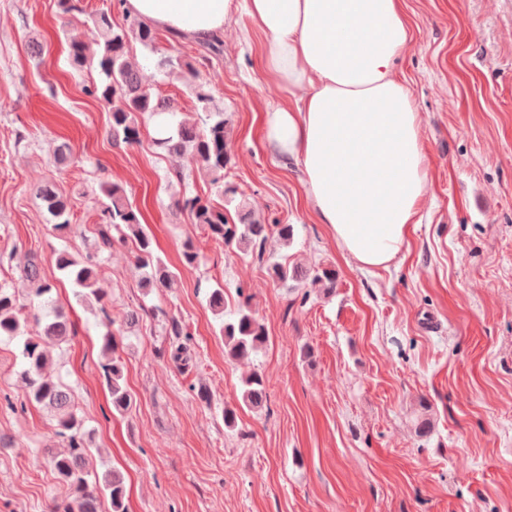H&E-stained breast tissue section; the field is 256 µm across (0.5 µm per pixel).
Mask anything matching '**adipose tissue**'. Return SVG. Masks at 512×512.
I'll return each instance as SVG.
<instances>
[{
	"label": "adipose tissue",
	"mask_w": 512,
	"mask_h": 512,
	"mask_svg": "<svg viewBox=\"0 0 512 512\" xmlns=\"http://www.w3.org/2000/svg\"><path fill=\"white\" fill-rule=\"evenodd\" d=\"M124 12L207 40L232 12L263 38V72L284 100L265 139L301 167L307 198L342 256L388 268L409 245L429 170L411 90L396 70L413 37L404 0H124Z\"/></svg>",
	"instance_id": "adipose-tissue-1"
}]
</instances>
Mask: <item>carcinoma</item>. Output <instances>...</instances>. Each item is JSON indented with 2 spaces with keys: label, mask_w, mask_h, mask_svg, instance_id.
<instances>
[{
  "label": "carcinoma",
  "mask_w": 512,
  "mask_h": 512,
  "mask_svg": "<svg viewBox=\"0 0 512 512\" xmlns=\"http://www.w3.org/2000/svg\"><path fill=\"white\" fill-rule=\"evenodd\" d=\"M82 2L84 0H56V7L64 15L87 14L90 41L70 39L69 60L77 70L97 72L98 80L85 86L84 91L109 105V135L113 144L132 146L140 143L142 117L150 116L154 121L155 142L170 154L188 155L217 196L214 200L199 194H180L173 200L176 210L190 213L194 223L215 241L239 249L261 247L274 236L284 242L290 241L294 233L291 224H263L247 213L239 214L235 220L224 212V195L235 193V189L224 186V170L232 159L228 121L224 119V107L216 103L199 70L179 56H168L159 62L164 77L188 88L203 114L199 123L179 120V109L174 101L158 97L143 86L137 67L129 58L128 47L133 40L146 48H154V29L126 13L120 22L114 20L110 10L88 14ZM102 192L107 202L100 214V243L84 253L74 254L63 249L56 254V267L78 288L76 298L102 299L98 288L102 252L128 239L136 246L135 266L144 271L143 287H170L177 280L178 272L154 253L151 237L141 222L140 209L131 202L124 185L106 183ZM38 195L54 229L71 230L68 197L50 184L40 187ZM112 228L120 232L119 238L112 237ZM16 269L28 286L31 300L38 301L48 313L44 321L37 322L38 330L34 335H28V318L22 315L16 296L0 286V338L27 337L22 356L27 363L24 377L29 399L56 413L60 434L66 438L67 451L50 456L56 478L69 491V501L57 506L55 512H100L103 498L109 500L111 512H128L126 479L121 471L108 470L95 477L94 483H89L94 469L91 449L85 440L84 421L76 411L67 387L48 373L54 363L49 345L66 342L75 334L74 325L63 309L54 305V285L44 278L38 265L27 261L17 264ZM269 273L283 284L294 281L300 285L309 281L327 292L336 288V277L327 270H301L274 260L269 265ZM238 295L236 317L231 321L223 320L219 325V335L224 338L226 354L231 359L243 358L258 350L267 338L264 325L252 311L250 295L242 288L238 289ZM101 312L113 326L132 327L139 322L135 311H124L115 316L104 308ZM170 333L180 339L170 357L185 368L192 362L191 333L176 319L171 320ZM103 356L100 372L111 396L112 409L120 415L125 414L132 407L134 398L125 384V363L116 353L115 338L111 335L105 338ZM266 399L262 376L255 372L244 382L242 402L258 409Z\"/></svg>",
  "instance_id": "1"
}]
</instances>
